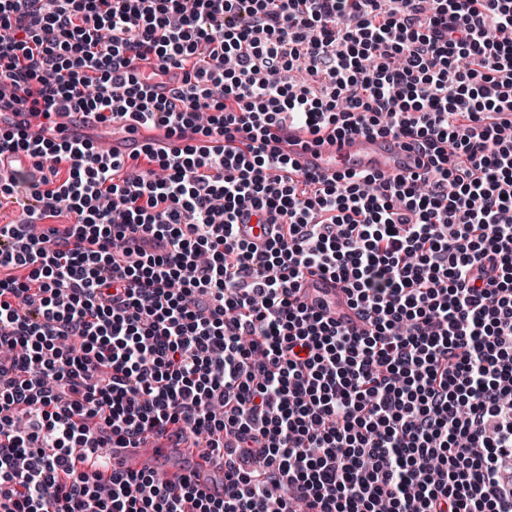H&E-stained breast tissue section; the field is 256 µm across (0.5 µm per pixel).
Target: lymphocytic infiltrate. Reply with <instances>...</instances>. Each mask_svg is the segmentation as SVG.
I'll use <instances>...</instances> for the list:
<instances>
[{
  "instance_id": "1",
  "label": "lymphocytic infiltrate",
  "mask_w": 512,
  "mask_h": 512,
  "mask_svg": "<svg viewBox=\"0 0 512 512\" xmlns=\"http://www.w3.org/2000/svg\"><path fill=\"white\" fill-rule=\"evenodd\" d=\"M0 107L63 134L0 136V512H512V0H0ZM171 435L223 497L110 470ZM296 153L303 167H309L325 177L336 173L370 169L391 175L415 169L400 142L384 141L380 138L356 137L354 139L325 142L311 149L301 145L288 146ZM302 288L311 295L325 298L331 302V306L351 324L359 325L360 321L356 312L347 307L345 303V291L343 285L335 280L323 276H307L302 280Z\"/></svg>"
}]
</instances>
